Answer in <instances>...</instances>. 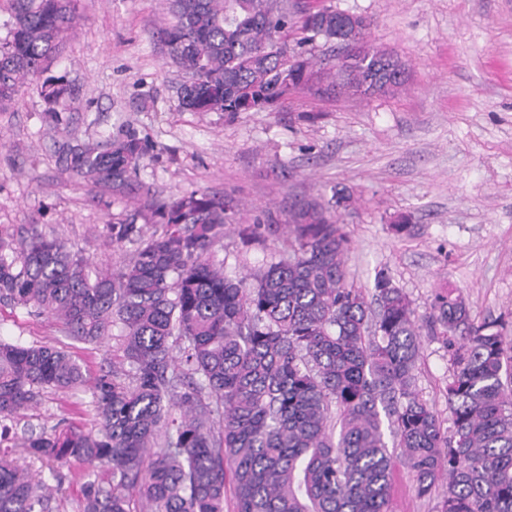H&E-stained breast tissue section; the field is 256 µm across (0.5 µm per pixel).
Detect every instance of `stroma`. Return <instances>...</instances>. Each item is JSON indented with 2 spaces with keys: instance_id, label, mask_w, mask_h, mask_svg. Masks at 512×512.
<instances>
[{
  "instance_id": "35a3bbf8",
  "label": "stroma",
  "mask_w": 512,
  "mask_h": 512,
  "mask_svg": "<svg viewBox=\"0 0 512 512\" xmlns=\"http://www.w3.org/2000/svg\"><path fill=\"white\" fill-rule=\"evenodd\" d=\"M370 18L369 44L396 54L407 82L395 95L366 99L296 93L271 111L189 112L178 107L184 73L161 36L163 0H77L79 22L48 76L70 94L50 125L36 84L0 108V235L30 230L58 238L88 272L120 268L136 242L107 243V224L133 213L86 175L67 173L72 146H97L128 132L148 139L138 180L165 199L197 191L239 202L218 250L224 270L241 275L277 259L288 223L335 192L348 236L349 281L372 291L386 270L426 318L437 293L458 290L476 320L512 323V0H323ZM257 224L242 241L238 229ZM406 232H396V225ZM0 339L67 351L87 379L110 372L117 336L86 344L33 308L0 302ZM448 352L423 336L417 386L448 414ZM96 421L88 387L46 389L11 421L15 435ZM56 491V512H79L75 466L31 462ZM417 497L405 466L392 477V512H436Z\"/></svg>"
}]
</instances>
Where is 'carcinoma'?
<instances>
[{
    "label": "carcinoma",
    "instance_id": "cac0c4a2",
    "mask_svg": "<svg viewBox=\"0 0 512 512\" xmlns=\"http://www.w3.org/2000/svg\"><path fill=\"white\" fill-rule=\"evenodd\" d=\"M0 42V104L50 66L77 24L76 0H7ZM170 59L197 79L191 112L266 111L307 88L310 45L336 44L320 73L359 98L400 91L406 68L365 42L370 23L313 0H169ZM303 33L288 48V30ZM68 96L58 80L38 89ZM151 146L134 133L77 146L64 171L84 173L120 198L149 195L133 181ZM237 201L191 192L147 198L108 227L119 245L142 234L127 264L100 271L34 232L0 238V297L96 343L121 327L119 366L91 383L95 428L30 433L29 459L81 467L80 512H390L391 478L404 464L418 496L443 487L438 512H512V339L477 322L453 290L436 294L425 322L390 275L373 302L348 283V238L324 211L304 212L282 258L231 277L216 245ZM441 339L452 374L448 420L416 385L423 329ZM86 383L61 349L0 341V438L48 388ZM393 438L394 452L386 435ZM46 481L0 453V512H54Z\"/></svg>",
    "mask_w": 512,
    "mask_h": 512
}]
</instances>
